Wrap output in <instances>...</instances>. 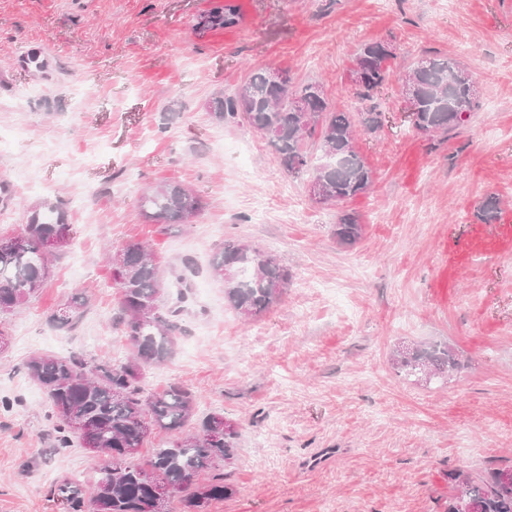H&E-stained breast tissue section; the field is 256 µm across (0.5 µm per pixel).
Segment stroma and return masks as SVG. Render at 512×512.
Wrapping results in <instances>:
<instances>
[{
	"label": "stroma",
	"instance_id": "stroma-1",
	"mask_svg": "<svg viewBox=\"0 0 512 512\" xmlns=\"http://www.w3.org/2000/svg\"><path fill=\"white\" fill-rule=\"evenodd\" d=\"M218 2L0 0V235L56 201L73 231L41 290L0 316V512H71L53 485L97 477L88 450L56 447L25 365L129 359L104 252L130 241L156 257L178 327L145 392L182 385L198 416L238 426L232 493L210 512H448L452 474L512 466V0H233L237 25L197 33ZM366 42L395 56L388 84L363 99L349 73ZM30 54L53 62L49 77L14 69ZM435 55L478 90V110L445 137L416 131L398 82ZM259 67L318 82L334 108L378 113L356 140L368 191L309 202L307 176L263 135L216 120L214 99ZM160 182L200 197L190 223L144 217L140 198ZM492 196L501 213L486 224L477 210ZM343 210L363 226L350 246L334 236ZM228 241L290 273L256 318L231 309L211 273ZM77 290L90 300L82 318L51 326ZM435 342L461 369L428 383L398 373L397 346Z\"/></svg>",
	"mask_w": 512,
	"mask_h": 512
}]
</instances>
